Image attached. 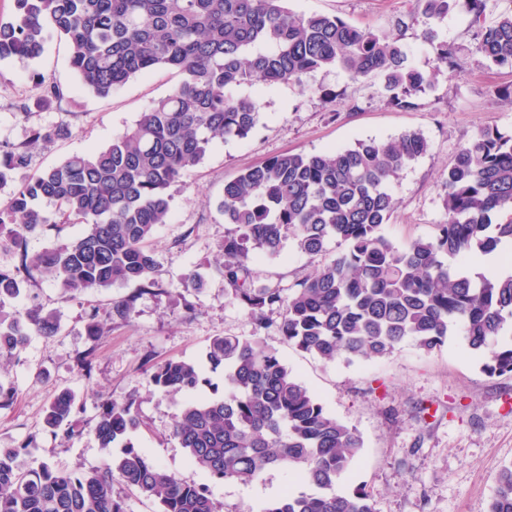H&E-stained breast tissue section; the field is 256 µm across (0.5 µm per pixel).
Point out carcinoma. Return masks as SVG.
Wrapping results in <instances>:
<instances>
[{"label": "carcinoma", "mask_w": 512, "mask_h": 512, "mask_svg": "<svg viewBox=\"0 0 512 512\" xmlns=\"http://www.w3.org/2000/svg\"><path fill=\"white\" fill-rule=\"evenodd\" d=\"M287 0H14L15 17L0 21V59L36 58L47 36L69 50L82 89L99 97L159 69L180 80L168 95L102 149L74 154L21 184L0 204V243L20 253L12 269L0 268V355H17L30 336L59 330L53 311L33 305L21 314L1 307L15 299L34 266L51 276L62 297L135 283L112 302V317L128 320L139 297L160 293L153 278L151 240L167 223L169 188L203 161L217 139L245 138L260 121L258 98L241 87L300 82L339 66L352 82L381 75L390 100L402 108L431 86L432 78L408 64L398 40L353 26L337 16L298 14ZM489 0H416L426 25L451 6L477 26L472 53L487 65L512 68V12L484 26ZM452 76L465 64L446 44L434 46ZM40 100L63 96L41 79ZM53 132L30 131L27 141L0 156V183L28 166L30 150ZM428 151L417 132L389 140L358 139L333 153H283L245 169L224 185L219 210L233 228L219 245L216 272L225 294L255 327L248 338L216 336L206 349L211 368L224 370V396L201 393L209 384L201 367L169 358L144 362L151 383L182 398L172 435L206 481L169 473L133 442L142 422L132 403L98 406L94 433L107 458L85 472L21 461L33 445L0 448V512H127L114 484L153 501L156 512H217L214 483L249 484L282 469L306 486L287 491L261 512H376L364 485L337 489L351 471L362 440L356 429L329 413L299 381L261 331L277 333L297 349L326 362L385 358L407 339L432 352L461 334L489 377L512 374V273L488 277L464 271L474 256L512 242V134L482 130L457 152L443 173L444 222L437 234L398 246L381 233L395 203L389 184ZM57 207L58 222L84 224L69 243L27 263L26 235L52 223L42 202ZM293 239L309 255L334 238L346 251L284 289L259 282L250 263L280 256ZM279 313V320L270 317ZM83 410L62 391L48 404L44 427L76 434ZM486 512H512V463L495 479Z\"/></svg>", "instance_id": "1"}]
</instances>
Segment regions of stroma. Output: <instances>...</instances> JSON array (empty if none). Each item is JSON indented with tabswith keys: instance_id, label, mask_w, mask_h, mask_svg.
Masks as SVG:
<instances>
[{
	"instance_id": "obj_1",
	"label": "stroma",
	"mask_w": 512,
	"mask_h": 512,
	"mask_svg": "<svg viewBox=\"0 0 512 512\" xmlns=\"http://www.w3.org/2000/svg\"><path fill=\"white\" fill-rule=\"evenodd\" d=\"M288 6L337 16L399 40L409 63L432 74L431 88L413 107L402 108L391 103L383 77L353 84L339 67L312 72L299 86L247 88L262 105L258 125L247 137L215 141L202 163L171 187L169 219L153 240L154 277L165 292L142 295L129 321L111 319L110 312L113 299L132 293L133 285L117 283L65 300L50 276L34 272L4 310L43 306L59 314L60 331L51 338L32 336L18 356L0 357V383L17 391L14 405L0 409V448L34 439L31 453L22 457L27 467L44 461L76 471L101 466L105 452L86 426L99 399L116 398L133 401L144 422L135 441L153 460L182 480L200 481L186 449L171 434L179 405L155 389L142 363L148 356L201 363L213 337L252 336V322L227 298L224 280L214 270L228 229L217 205L225 183L242 170L286 152H328L359 139L420 132L428 151L391 183L396 209L381 229L403 246L436 234L444 219L440 179L459 148L483 129L512 132V69L469 56L476 28L464 11L451 8L429 42L415 0H288ZM436 41L467 57L464 74L449 76L447 66L438 65ZM43 76L62 87L60 100L41 102L37 83ZM177 81L173 71L161 69L108 97L95 96L79 88L67 47L54 37L39 58L0 59V152L25 141L35 128L70 132L34 145L29 166L0 184V202L43 168L111 143ZM342 250L331 240L324 256L311 257L290 240L281 257L260 258L253 267L265 282L288 289ZM191 269L201 274L202 285L187 292L180 278ZM188 302L197 308L194 315L185 312ZM94 309L104 331L95 340L86 333ZM265 340L330 413L359 432L363 447L342 490L367 485L377 512H486L500 467L512 462V376L483 374L463 337H450L430 354L409 339L386 358L352 364L322 361L272 331ZM91 347L96 360L86 377L75 357ZM64 390L83 405L76 416L82 433L69 440L53 436L43 423L47 405ZM287 480L285 471L273 469L250 484H213L212 494L218 512H259Z\"/></svg>"
}]
</instances>
